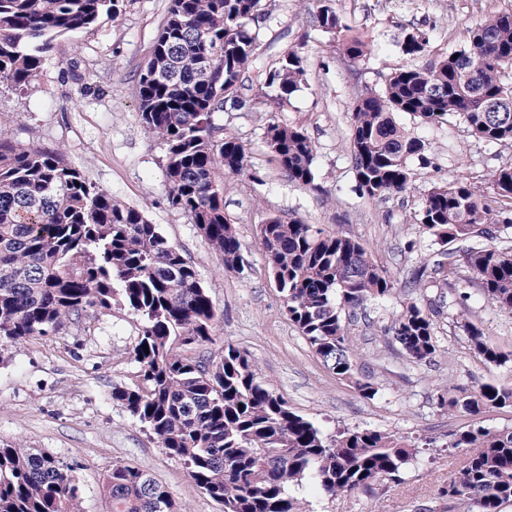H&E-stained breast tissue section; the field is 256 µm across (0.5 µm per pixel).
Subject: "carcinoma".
<instances>
[{"instance_id": "obj_1", "label": "carcinoma", "mask_w": 512, "mask_h": 512, "mask_svg": "<svg viewBox=\"0 0 512 512\" xmlns=\"http://www.w3.org/2000/svg\"><path fill=\"white\" fill-rule=\"evenodd\" d=\"M121 0H0V82L16 88L37 74L43 54L104 14L117 19ZM270 16L262 0H170L138 80V113L166 147L168 205L190 217L224 271L243 273L241 243L224 214V176L247 172L249 152L215 124L230 108L255 109L294 94L305 75L296 48L265 72L258 97L238 95L239 79ZM316 22L336 37L353 62L371 44L346 39V25L321 0ZM405 55L431 51L427 30L402 33ZM512 10L487 17L465 46L425 68L401 67L379 91L352 109L353 191L376 198L412 186L411 161L429 144L402 127V114L425 124L463 118L472 136L512 144ZM489 101L499 111H485ZM272 160L302 186L314 181L315 145L301 128L271 122L265 131ZM484 196L462 179L434 184L416 216L434 243H468L441 252L432 274L453 288L469 269L485 299L512 313V249L472 245L473 227L512 228V164L490 173ZM260 242L283 310L336 375L353 378L354 345L344 313L395 289L359 242L298 220L271 216ZM119 303L141 319L131 361L138 383L112 388V400L152 433L166 455L184 463L191 480L223 512H302L290 487L305 482L335 497L399 483L415 445L370 429L325 433L294 413L260 379L253 362L227 345L219 359L191 352L213 340L216 309L195 265L150 223L143 211L112 197L72 167L60 150L14 141L0 127V347L30 336L57 334L70 323ZM436 311L415 301L384 328L415 362L433 358ZM470 348L487 364L512 360L470 322ZM148 349H143V346ZM438 403L476 415L512 407V390L461 388ZM448 447L468 449L448 484V498L470 512H500L512 501V430L482 425L448 435ZM74 469L57 457L0 443V512H81ZM109 512H175L168 489L143 469L116 464L104 479Z\"/></svg>"}]
</instances>
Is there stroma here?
<instances>
[{
    "label": "stroma",
    "instance_id": "1",
    "mask_svg": "<svg viewBox=\"0 0 512 512\" xmlns=\"http://www.w3.org/2000/svg\"><path fill=\"white\" fill-rule=\"evenodd\" d=\"M169 3L123 0L119 19L105 14L90 28L59 38L24 90L0 83V125L23 144L63 149L89 181L138 206L181 248L217 311L214 341L204 354L219 356L228 343L244 351L269 389L325 432L359 428L437 440V447L421 449L399 484L384 482L337 497L308 483L293 487L304 512H464L463 504L448 500L444 491L466 454L461 448L445 449L446 437L473 423L510 430L512 407L475 416L453 413L439 405L437 395L481 384L512 389V360L501 366L483 363L471 353L462 328L464 322L473 323L512 357V313L487 302L465 270L460 273L470 295L465 303L453 289L415 292L405 283L437 251L415 219L427 191L436 182L456 178L487 191L490 172L512 163V145L475 139L460 118L428 125L399 116V123L429 143L430 150L426 160H412L414 178L406 193L369 199L353 190L351 112L354 99L381 90L393 69L422 67L432 54L459 48L477 23L511 10L512 0H334L343 21L373 44L372 53L358 62L316 27V0H275L240 93L253 98L262 73L299 45L306 58L304 83L270 111L215 116L216 123L247 144L250 154V173L224 180V212L237 229L247 261L240 274L224 272L190 219L168 206L165 147L139 119L140 71ZM422 24L434 28L432 54H402L398 36ZM272 121L304 128L312 138L311 186L291 182L270 162L264 128ZM273 214L358 241L397 280L389 298L367 303L346 318L356 349L353 379L377 384L374 398H363L353 380L327 368L285 315L259 240L261 224ZM411 299L440 310L435 318L438 351L427 362L410 361L384 334ZM140 325L138 316L116 306L60 334L33 336L1 349L0 442L48 451L72 465L81 512H107L101 481L119 463L139 467L165 485L177 512H222L184 465L167 456L145 426L112 399L113 386L137 382L130 351Z\"/></svg>",
    "mask_w": 512,
    "mask_h": 512
}]
</instances>
